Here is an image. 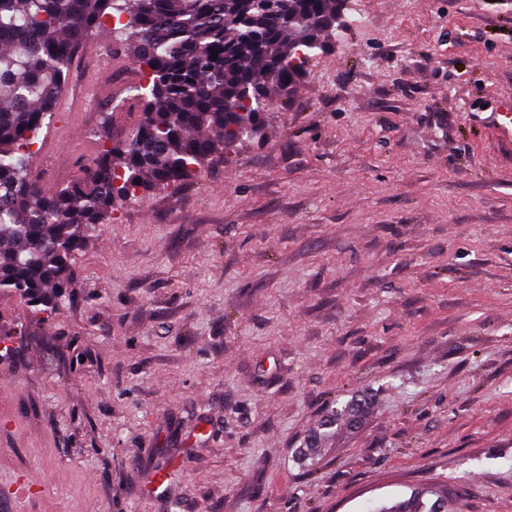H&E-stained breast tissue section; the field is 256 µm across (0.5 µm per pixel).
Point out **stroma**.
Here are the masks:
<instances>
[{
	"label": "stroma",
	"instance_id": "1",
	"mask_svg": "<svg viewBox=\"0 0 512 512\" xmlns=\"http://www.w3.org/2000/svg\"><path fill=\"white\" fill-rule=\"evenodd\" d=\"M347 8L260 138L98 227L60 314L0 295V498L39 479L11 512H365L431 483L512 512V0ZM138 80L89 42L36 167L75 175ZM367 408L366 403L358 401H350L340 410H331V413L321 424V429L315 432L305 446V452H301L307 459H312V456L316 455L321 448H324L336 435L335 426L337 424H344L350 427L355 426L361 420L365 409ZM321 430V431H320Z\"/></svg>",
	"mask_w": 512,
	"mask_h": 512
}]
</instances>
